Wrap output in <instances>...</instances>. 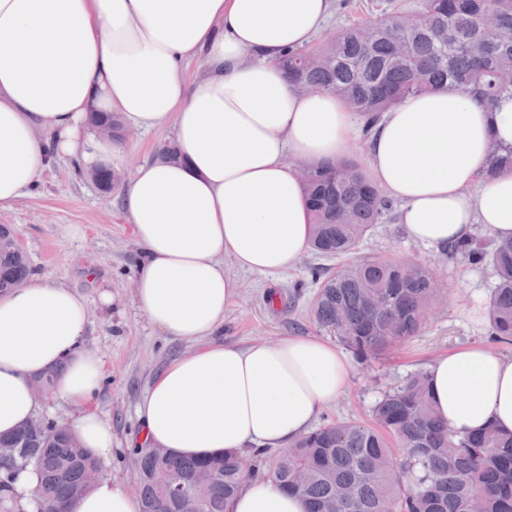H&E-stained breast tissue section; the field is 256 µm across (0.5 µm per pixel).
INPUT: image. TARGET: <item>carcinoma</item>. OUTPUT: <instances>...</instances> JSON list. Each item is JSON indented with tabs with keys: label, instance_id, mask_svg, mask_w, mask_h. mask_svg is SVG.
<instances>
[{
	"label": "carcinoma",
	"instance_id": "cac0c4a2",
	"mask_svg": "<svg viewBox=\"0 0 512 512\" xmlns=\"http://www.w3.org/2000/svg\"><path fill=\"white\" fill-rule=\"evenodd\" d=\"M382 17L328 34L318 45L287 51L280 59L299 92L341 98L364 126L400 101L454 87L492 108L512 98V0H383ZM123 138L120 117L97 116ZM512 174V146L491 144L482 178ZM94 184L110 192L121 182L95 170ZM303 188L311 212V250L324 257L352 253L391 208L386 196L353 159L309 163ZM0 226V292L27 281L32 266ZM449 258L490 266L488 317L492 340L512 344V239L478 234L442 248ZM319 283L313 312L340 341L366 358L421 329L440 292L438 276L415 262L355 260L336 271L314 267ZM370 425L338 420L316 428L267 459L261 452L195 459L164 450L136 453L142 512H182L179 496L154 481L170 471L200 512H224V503L247 477L261 471L302 496L308 512H512V434L489 426L457 436L436 415L428 375L418 371L385 394ZM0 493L32 467L40 475L34 512H66L85 494L86 474L101 470L67 425L46 421L0 439Z\"/></svg>",
	"mask_w": 512,
	"mask_h": 512
}]
</instances>
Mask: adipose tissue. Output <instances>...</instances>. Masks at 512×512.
Masks as SVG:
<instances>
[{
  "label": "adipose tissue",
  "instance_id": "1",
  "mask_svg": "<svg viewBox=\"0 0 512 512\" xmlns=\"http://www.w3.org/2000/svg\"><path fill=\"white\" fill-rule=\"evenodd\" d=\"M331 12L332 0H0V211L64 159L123 167L124 150L94 132L92 115L115 113L142 131L173 126L176 159L141 163L118 197L137 242L134 301L188 345L137 405L142 446L191 458L284 450L349 383L344 354L318 337L218 338L237 295L225 258L266 274L294 265L308 245L290 154L342 159L361 130L340 98L298 92L278 64ZM197 60L203 71L188 77ZM494 141L512 144V100L490 110L448 87L383 113L367 140L369 172L411 240L438 247L479 225L512 237V175L480 178ZM89 315L84 296L38 276L0 296V434L39 413L36 382L50 374L81 446L111 455L112 425L91 406L104 373L84 348ZM427 373L455 434L490 424L512 433V355L470 346ZM68 512H141V503L104 477ZM225 512L307 504L253 476Z\"/></svg>",
  "mask_w": 512,
  "mask_h": 512
}]
</instances>
